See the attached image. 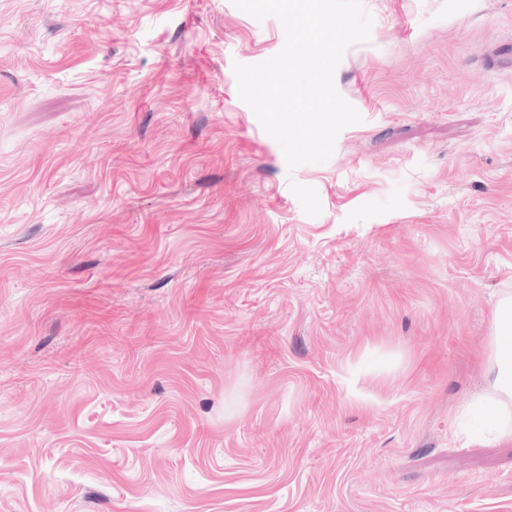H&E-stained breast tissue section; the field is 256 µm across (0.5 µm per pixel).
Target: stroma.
Segmentation results:
<instances>
[{"label": "stroma", "mask_w": 512, "mask_h": 512, "mask_svg": "<svg viewBox=\"0 0 512 512\" xmlns=\"http://www.w3.org/2000/svg\"><path fill=\"white\" fill-rule=\"evenodd\" d=\"M364 6L291 171L233 71L278 19L0 0V512H512V0ZM493 336L491 345L495 358L488 374L491 387L498 394L499 401L492 407V413L481 430V437L496 440L512 436V426L507 420V408L512 403V296L502 299L493 312ZM508 354V359L505 355Z\"/></svg>", "instance_id": "obj_1"}]
</instances>
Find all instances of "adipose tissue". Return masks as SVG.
I'll return each mask as SVG.
<instances>
[{"mask_svg":"<svg viewBox=\"0 0 512 512\" xmlns=\"http://www.w3.org/2000/svg\"><path fill=\"white\" fill-rule=\"evenodd\" d=\"M491 345L495 358L488 374L499 400L493 406L482 436L505 439L512 436V423L507 420V408L512 405V296L502 299L493 312Z\"/></svg>","mask_w":512,"mask_h":512,"instance_id":"adipose-tissue-1","label":"adipose tissue"}]
</instances>
